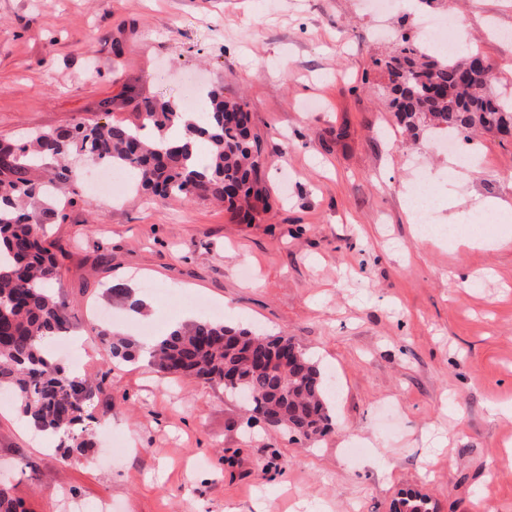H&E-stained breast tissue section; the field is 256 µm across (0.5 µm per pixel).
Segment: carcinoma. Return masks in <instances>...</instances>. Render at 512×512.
Masks as SVG:
<instances>
[{
  "label": "carcinoma",
  "mask_w": 512,
  "mask_h": 512,
  "mask_svg": "<svg viewBox=\"0 0 512 512\" xmlns=\"http://www.w3.org/2000/svg\"><path fill=\"white\" fill-rule=\"evenodd\" d=\"M468 58L429 54L417 41L397 37L393 55L383 60L391 76L386 86L395 116L406 130L452 131L467 138L480 129L512 130V97L493 93L492 71L471 68ZM197 124L175 144L164 140L181 119L179 104L165 97L139 103L143 126L158 139L144 138L120 122L82 124L39 133L23 142L0 141V392H13L22 417L36 430L59 435L61 445L82 452L90 434L81 426L85 405L98 387L51 360L46 343L70 332L66 301L50 287L62 263L43 238L40 221L62 215L75 181L72 160L89 157L122 168L135 178L134 190L160 198L214 199L255 220L266 202L260 182L262 154L252 134L243 99H227L224 88L203 94ZM209 146L206 161L197 144ZM98 343L109 358L134 359L139 345L101 327ZM149 362L166 375L241 382L224 390L248 397L252 418L272 414L276 427L307 439L330 431L332 395L318 363L286 336H268L221 320L201 317L158 337ZM426 499L397 500L395 512H424Z\"/></svg>",
  "instance_id": "obj_1"
}]
</instances>
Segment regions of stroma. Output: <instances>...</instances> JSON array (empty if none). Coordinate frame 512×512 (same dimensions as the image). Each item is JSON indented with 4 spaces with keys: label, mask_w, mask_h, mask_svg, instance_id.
<instances>
[{
    "label": "stroma",
    "mask_w": 512,
    "mask_h": 512,
    "mask_svg": "<svg viewBox=\"0 0 512 512\" xmlns=\"http://www.w3.org/2000/svg\"><path fill=\"white\" fill-rule=\"evenodd\" d=\"M364 2L0 0V140L135 124L143 98L220 85L250 106L267 190L242 224L212 200L114 202L80 181L47 221L75 365L100 390L92 445L69 457L0 393V486L26 512H390L410 492L429 512H512V246L420 241L408 196L424 170L437 227L511 235L512 138L481 136L470 167L428 133L407 146L373 64L391 23ZM455 9L512 85V0ZM129 295L165 332L199 318L190 296L291 337L336 377L333 430L308 440L249 420L223 385L106 360L90 313L137 336Z\"/></svg>",
    "instance_id": "1"
}]
</instances>
